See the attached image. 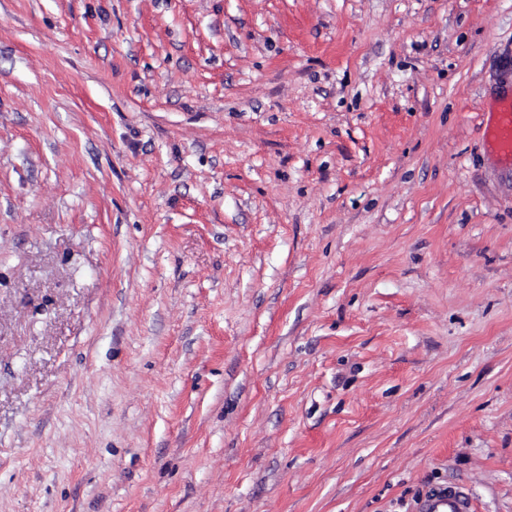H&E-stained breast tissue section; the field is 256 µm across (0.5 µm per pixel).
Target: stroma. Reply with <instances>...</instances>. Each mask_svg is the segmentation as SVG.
Segmentation results:
<instances>
[{
	"instance_id": "1",
	"label": "stroma",
	"mask_w": 512,
	"mask_h": 512,
	"mask_svg": "<svg viewBox=\"0 0 512 512\" xmlns=\"http://www.w3.org/2000/svg\"><path fill=\"white\" fill-rule=\"evenodd\" d=\"M512 0H0V512H512ZM512 109L511 105L497 112L493 124L494 138L502 150L511 155L512 151ZM472 501L466 488L448 484V489L431 499L423 512H471Z\"/></svg>"
}]
</instances>
